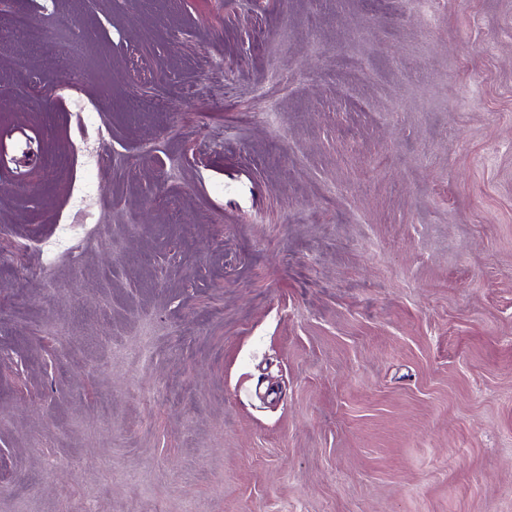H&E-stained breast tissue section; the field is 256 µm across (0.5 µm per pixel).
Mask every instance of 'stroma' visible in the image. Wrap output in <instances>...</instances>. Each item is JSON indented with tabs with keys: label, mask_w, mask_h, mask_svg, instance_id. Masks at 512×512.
Returning a JSON list of instances; mask_svg holds the SVG:
<instances>
[{
	"label": "stroma",
	"mask_w": 512,
	"mask_h": 512,
	"mask_svg": "<svg viewBox=\"0 0 512 512\" xmlns=\"http://www.w3.org/2000/svg\"><path fill=\"white\" fill-rule=\"evenodd\" d=\"M16 15L0 512H512V0Z\"/></svg>",
	"instance_id": "stroma-1"
}]
</instances>
